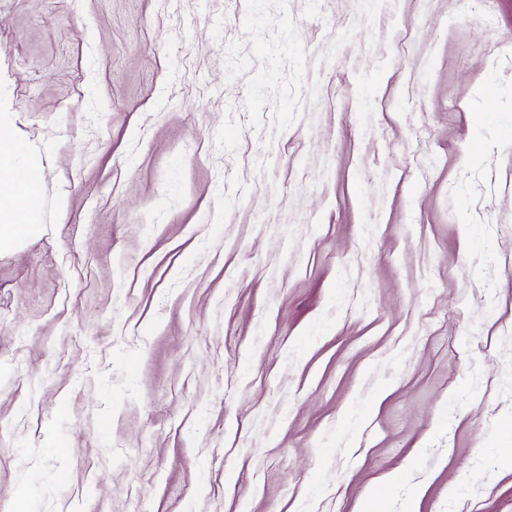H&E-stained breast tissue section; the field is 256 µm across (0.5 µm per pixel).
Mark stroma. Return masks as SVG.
I'll use <instances>...</instances> for the list:
<instances>
[{"mask_svg": "<svg viewBox=\"0 0 512 512\" xmlns=\"http://www.w3.org/2000/svg\"><path fill=\"white\" fill-rule=\"evenodd\" d=\"M0 135V512H512V0H0ZM27 148L23 140H0V245L30 237L28 227L35 224L34 215L41 181L34 163H21ZM22 169L26 176L18 177Z\"/></svg>", "mask_w": 512, "mask_h": 512, "instance_id": "obj_1", "label": "stroma"}]
</instances>
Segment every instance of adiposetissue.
<instances>
[{
    "instance_id": "1",
    "label": "adipose tissue",
    "mask_w": 512,
    "mask_h": 512,
    "mask_svg": "<svg viewBox=\"0 0 512 512\" xmlns=\"http://www.w3.org/2000/svg\"><path fill=\"white\" fill-rule=\"evenodd\" d=\"M27 151L23 140H0V244L28 238L41 181L35 164H22Z\"/></svg>"
}]
</instances>
